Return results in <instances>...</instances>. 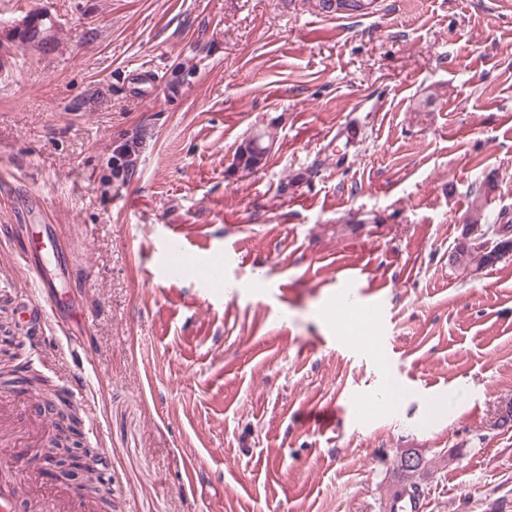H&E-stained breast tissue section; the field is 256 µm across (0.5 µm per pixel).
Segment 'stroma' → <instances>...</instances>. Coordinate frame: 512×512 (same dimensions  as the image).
Masks as SVG:
<instances>
[{"mask_svg": "<svg viewBox=\"0 0 512 512\" xmlns=\"http://www.w3.org/2000/svg\"><path fill=\"white\" fill-rule=\"evenodd\" d=\"M36 12L50 47L0 69V350L81 385L113 512H386L402 448L425 512H512V254L448 263L475 193L512 220V5L0 0ZM45 232L65 334L22 316ZM349 287L385 294L370 328L335 322ZM374 0H319L318 8L325 13H336L344 17H361L373 13L369 5ZM342 9V10H340ZM265 148L258 137L242 140L235 152L238 167L251 172L254 171L263 159ZM48 246L52 247V249H54V247L56 248L57 259H59V261H58L59 262L58 263L59 271L62 275L65 276L64 268L61 265V258L63 260V266H66V261L64 259L66 257V253L62 247L54 246L53 243L49 240L48 241H45L44 239L33 240L32 245H30L29 250H28V257L25 258L26 265L31 268H33V266H34L36 271L39 272L40 263H41V260L43 257L42 250L47 248ZM29 260L31 261L33 266L30 264ZM404 452V457L396 460V468L400 471L403 484L412 489L414 492L420 494V487L417 480L420 479V473L425 469L424 460L422 456L412 448L410 450H406V448L401 449L398 452V456L400 457ZM410 453H413L418 457L419 461L414 465H410L407 461Z\"/></svg>", "mask_w": 512, "mask_h": 512, "instance_id": "35a3bbf8", "label": "stroma"}]
</instances>
